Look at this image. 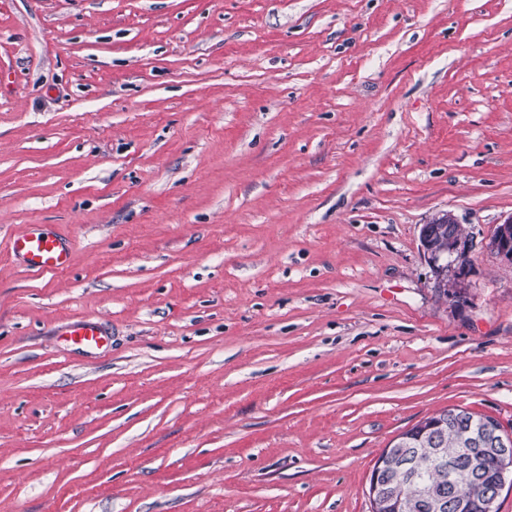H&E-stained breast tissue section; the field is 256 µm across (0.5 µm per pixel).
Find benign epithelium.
I'll use <instances>...</instances> for the list:
<instances>
[{"label": "benign epithelium", "mask_w": 512, "mask_h": 512, "mask_svg": "<svg viewBox=\"0 0 512 512\" xmlns=\"http://www.w3.org/2000/svg\"><path fill=\"white\" fill-rule=\"evenodd\" d=\"M432 224L430 220L421 226L420 245L433 272L443 274L447 271L448 253L468 257L471 245L468 239L460 235L448 238V249L435 245ZM486 247L512 263V217L494 227ZM444 431L445 423L439 422L423 429L414 440L409 436L393 439L400 452L378 457L369 478L366 495L371 512H379L382 508L396 512H462L466 508V501L458 488L460 484L469 483L482 474L483 460L486 458L497 462V473L484 495L483 512H498L497 503L503 491H512V432L505 431L494 419L483 421L477 428L458 429L460 447L454 452V466L449 472L448 484H423L413 496L394 498L392 484L395 477L402 475L412 479L419 471V453L415 449L430 448V457L435 464L439 467L446 464L447 456L441 447Z\"/></svg>", "instance_id": "7a95c632"}]
</instances>
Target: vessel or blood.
<instances>
[{
    "instance_id": "b4317fda",
    "label": "vessel or blood",
    "mask_w": 512,
    "mask_h": 512,
    "mask_svg": "<svg viewBox=\"0 0 512 512\" xmlns=\"http://www.w3.org/2000/svg\"><path fill=\"white\" fill-rule=\"evenodd\" d=\"M9 253L32 271L60 272L69 266L71 244L41 225L29 224L11 235ZM68 336L72 344L86 349L98 350L107 345L105 333L91 319L71 323Z\"/></svg>"
}]
</instances>
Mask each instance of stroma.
Instances as JSON below:
<instances>
[{"mask_svg": "<svg viewBox=\"0 0 512 512\" xmlns=\"http://www.w3.org/2000/svg\"><path fill=\"white\" fill-rule=\"evenodd\" d=\"M510 217L512 0H0V512H370L422 418L512 432ZM444 218L448 219V224H440L442 221H436L435 217L434 221L430 220L427 224H423L420 228L419 240L424 256L426 257L428 263L432 267L433 273L436 276V272L443 274L448 269L445 268L448 265V248L438 247L433 243V239L435 238V233L433 232L431 224H434L438 229L444 228L442 232V240L440 241V245L443 246L445 240L448 239V244L450 245L451 255L454 254H463L469 260L471 254V245L468 239L463 238L462 235H454L452 237H448V226H452L453 224H458L457 219L449 212L441 213L437 216L440 217L439 220ZM470 262V260H469ZM486 247L503 260L512 263V217L494 227ZM71 243L40 224L26 225L10 237L9 253L34 272H60L68 268ZM66 336H69L68 341L73 345L80 347L99 350L107 346V338L105 333L102 331L98 322L91 319H83L71 323L70 330L66 332Z\"/></svg>", "mask_w": 512, "mask_h": 512, "instance_id": "1", "label": "stroma"}]
</instances>
